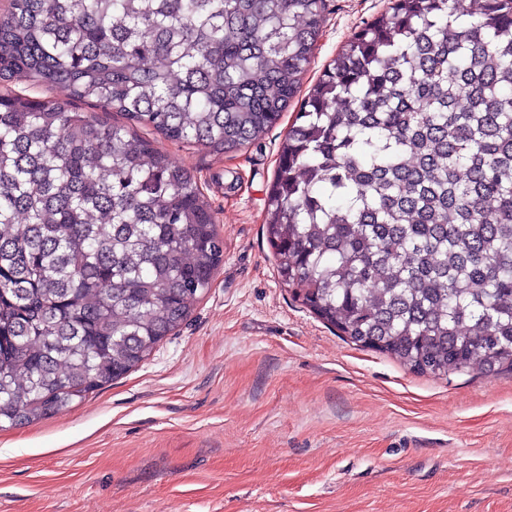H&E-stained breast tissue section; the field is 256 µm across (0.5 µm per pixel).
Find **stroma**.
Wrapping results in <instances>:
<instances>
[{
    "instance_id": "1",
    "label": "stroma",
    "mask_w": 512,
    "mask_h": 512,
    "mask_svg": "<svg viewBox=\"0 0 512 512\" xmlns=\"http://www.w3.org/2000/svg\"><path fill=\"white\" fill-rule=\"evenodd\" d=\"M389 5L326 0L302 91ZM300 104L234 153L150 134L211 202L224 262L136 369L0 429V512H512V374L411 372L280 283L265 204Z\"/></svg>"
}]
</instances>
